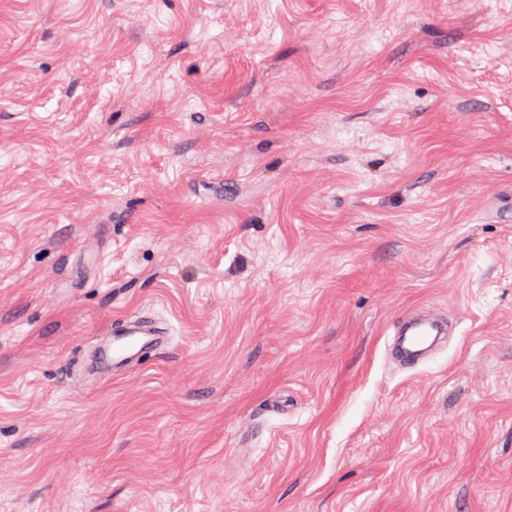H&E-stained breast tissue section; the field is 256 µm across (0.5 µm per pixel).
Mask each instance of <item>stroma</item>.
<instances>
[{
	"instance_id": "stroma-1",
	"label": "stroma",
	"mask_w": 512,
	"mask_h": 512,
	"mask_svg": "<svg viewBox=\"0 0 512 512\" xmlns=\"http://www.w3.org/2000/svg\"><path fill=\"white\" fill-rule=\"evenodd\" d=\"M0 512H512V0H0ZM452 333V324L440 316L414 312L397 323L395 337L388 348L400 363L413 367L437 336H452ZM167 329L148 315L123 316L112 321L106 336L88 344L82 370L91 375H122L147 356L167 351Z\"/></svg>"
}]
</instances>
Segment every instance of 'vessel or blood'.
Wrapping results in <instances>:
<instances>
[{
  "label": "vessel or blood",
  "instance_id": "b4317fda",
  "mask_svg": "<svg viewBox=\"0 0 512 512\" xmlns=\"http://www.w3.org/2000/svg\"><path fill=\"white\" fill-rule=\"evenodd\" d=\"M452 332V324L440 316L414 312L398 322L389 351L400 363L413 367L437 337ZM169 345L166 328L154 317L123 316L113 320L106 336L89 343L82 369L91 375L114 377L128 372L144 357L165 353Z\"/></svg>",
  "mask_w": 512,
  "mask_h": 512
}]
</instances>
